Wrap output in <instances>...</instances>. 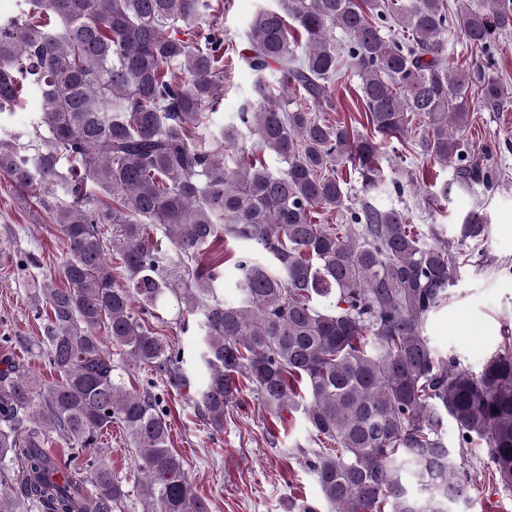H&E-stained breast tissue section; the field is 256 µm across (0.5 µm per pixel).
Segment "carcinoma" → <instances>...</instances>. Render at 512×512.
<instances>
[{
	"label": "carcinoma",
	"mask_w": 512,
	"mask_h": 512,
	"mask_svg": "<svg viewBox=\"0 0 512 512\" xmlns=\"http://www.w3.org/2000/svg\"><path fill=\"white\" fill-rule=\"evenodd\" d=\"M27 4L0 19V113L31 88L43 110L25 139L0 134V173L35 219L58 227L66 259L61 282L34 285L59 380L38 385L18 362L0 370V512H122L129 492L102 441L114 424L134 447L145 512H209L169 446L160 396L126 388L103 336L166 388L189 391L216 433L246 386L279 421L302 418L334 512H448L468 488L455 459L477 447L512 492V336L478 372L435 353L426 323L462 253L376 202L387 191L383 139L408 138L415 118L421 150L452 170L440 199L490 185L461 132L476 106L512 102L489 55L512 33V0H276L247 25L254 98L208 143L199 130L224 73V35L193 41L173 29L193 28L210 0ZM452 31L485 54L482 68L448 67ZM344 71L359 80L363 132L295 104L300 94L334 110ZM346 163L360 174V207L344 224H319L316 213L345 206L336 167ZM486 228L475 211L463 220L467 239ZM229 239L252 247L235 257L234 303L213 254ZM171 309L181 328L196 327L188 359L150 323ZM199 367L207 380L195 388ZM56 437L86 464L50 454Z\"/></svg>",
	"instance_id": "carcinoma-1"
}]
</instances>
